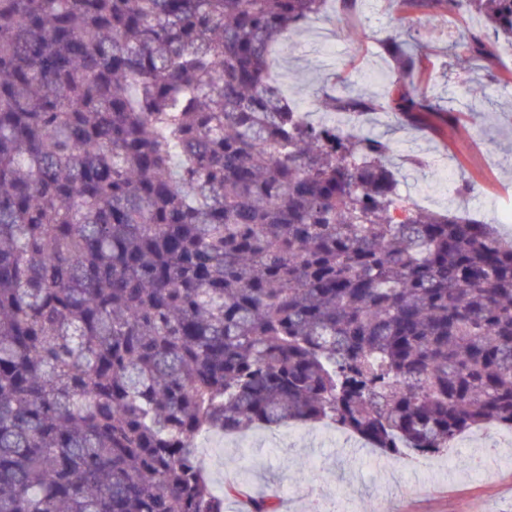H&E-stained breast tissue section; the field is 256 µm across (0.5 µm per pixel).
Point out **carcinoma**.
Returning a JSON list of instances; mask_svg holds the SVG:
<instances>
[{
	"mask_svg": "<svg viewBox=\"0 0 512 512\" xmlns=\"http://www.w3.org/2000/svg\"><path fill=\"white\" fill-rule=\"evenodd\" d=\"M327 2L0 0V512H225L214 428L397 459L512 431V238L409 203L386 139L280 88L275 43ZM397 7L479 15L476 60L512 43V0ZM381 47L392 111L455 122L423 48Z\"/></svg>",
	"mask_w": 512,
	"mask_h": 512,
	"instance_id": "1",
	"label": "carcinoma"
}]
</instances>
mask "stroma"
Returning a JSON list of instances; mask_svg holds the SVG:
<instances>
[{"label":"stroma","instance_id":"stroma-1","mask_svg":"<svg viewBox=\"0 0 512 512\" xmlns=\"http://www.w3.org/2000/svg\"><path fill=\"white\" fill-rule=\"evenodd\" d=\"M395 0H359L349 16L362 29L356 40L339 37L325 19L307 24L301 34L276 45L274 57L279 82L303 111L316 109L314 91L330 85L352 94L374 97L379 109L364 128L389 139L399 153L420 159L400 183L405 198L437 180L433 157L444 159L451 180L473 177L474 186L460 204L476 217L498 218L512 207V83L498 77L512 71V46L495 45L492 58L470 62L456 55L461 33L473 18L441 19L426 23L416 14L411 34L429 53L436 94L456 99L476 90L483 96V112L461 113L453 126L427 119L423 127L401 120L390 110V64L380 39L395 25ZM374 450L358 455L321 446L315 430L302 432L278 447L257 445L237 453L225 449L223 459H207L210 478L237 484L249 494L277 493L282 512H309L316 501L337 495L345 512H512V461L502 463L494 477L471 474L472 451L454 452L447 472H435L424 486L414 483L417 462L396 461L389 480L372 472L367 462Z\"/></svg>","mask_w":512,"mask_h":512}]
</instances>
